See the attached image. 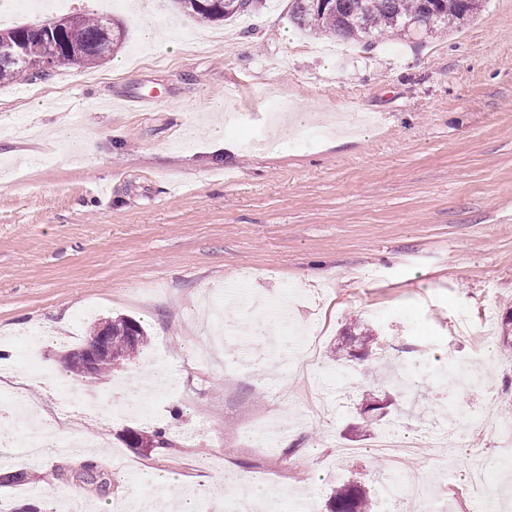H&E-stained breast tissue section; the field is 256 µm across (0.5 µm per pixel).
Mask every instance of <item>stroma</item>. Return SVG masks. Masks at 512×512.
Segmentation results:
<instances>
[{
  "label": "stroma",
  "mask_w": 512,
  "mask_h": 512,
  "mask_svg": "<svg viewBox=\"0 0 512 512\" xmlns=\"http://www.w3.org/2000/svg\"><path fill=\"white\" fill-rule=\"evenodd\" d=\"M288 0L226 22L185 18L171 0L112 14L128 29L122 67H68L45 81L0 86V401L11 371L41 376L29 394L59 430H101L126 375L166 372L170 387L147 415L112 420L110 449L63 447L31 461V481L0 487L12 512H57L59 492L100 512H127L125 488L153 471L278 483L276 512H323L336 484L354 480L376 512H402L422 486L425 512H471L472 453L499 457L489 430L446 414L494 396L512 420V355L499 352L498 318L512 310V0H485L463 27L421 42L392 40L336 57L301 46ZM153 26L156 43L140 37ZM151 109L106 112L125 92ZM242 118L211 150V103ZM82 115L73 130L95 148L79 155L31 135L53 123L57 101ZM313 104L317 143L302 130L263 149L268 114ZM372 115L339 141L336 117ZM276 341H257L254 303ZM131 317L148 342L112 378L68 371L65 355L101 319ZM374 330L382 356L338 377L332 350L351 323ZM52 332V343L27 348ZM419 386L402 424L414 450L397 466L373 446L379 421L362 396L384 399L380 362ZM274 426V455L250 448L245 426ZM163 428L164 448L127 445L128 430ZM94 459L107 485L84 482ZM414 475L417 485L402 481Z\"/></svg>",
  "instance_id": "obj_1"
}]
</instances>
